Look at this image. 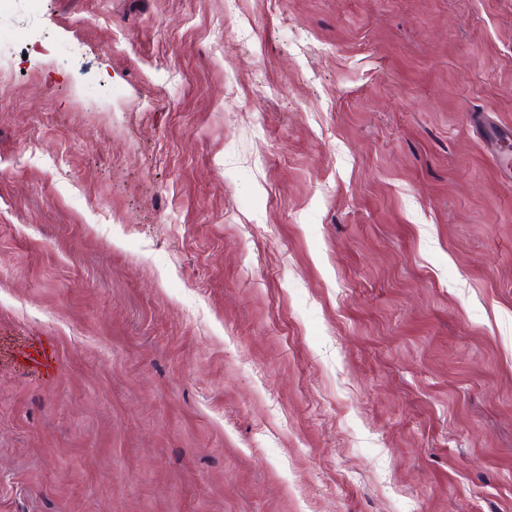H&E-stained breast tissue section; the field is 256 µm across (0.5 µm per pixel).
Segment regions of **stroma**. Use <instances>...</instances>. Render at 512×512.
<instances>
[{
	"label": "stroma",
	"instance_id": "stroma-1",
	"mask_svg": "<svg viewBox=\"0 0 512 512\" xmlns=\"http://www.w3.org/2000/svg\"><path fill=\"white\" fill-rule=\"evenodd\" d=\"M39 8L0 512H512V0Z\"/></svg>",
	"mask_w": 512,
	"mask_h": 512
}]
</instances>
